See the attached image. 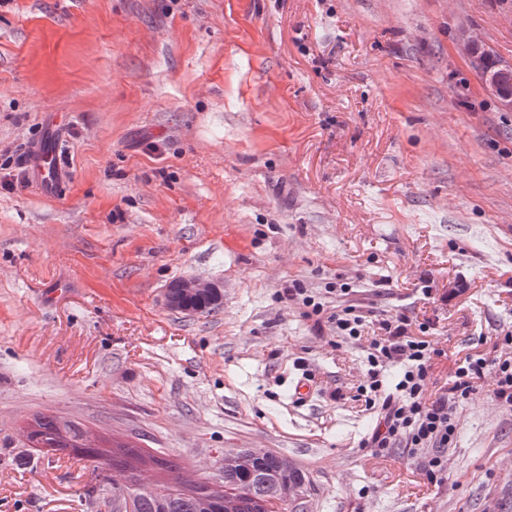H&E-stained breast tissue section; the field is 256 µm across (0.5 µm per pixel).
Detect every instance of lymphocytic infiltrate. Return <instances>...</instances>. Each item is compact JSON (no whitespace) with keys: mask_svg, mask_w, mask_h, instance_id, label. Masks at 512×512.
Wrapping results in <instances>:
<instances>
[{"mask_svg":"<svg viewBox=\"0 0 512 512\" xmlns=\"http://www.w3.org/2000/svg\"><path fill=\"white\" fill-rule=\"evenodd\" d=\"M314 315H326L338 338L368 340L367 383L361 386L366 409L376 411L377 426L367 441L371 448L400 446L428 456V474L445 470V454L456 441V403L484 394L495 403L512 408V357L465 356L457 365L448 388L429 392L432 360L440 350L427 324L412 326L408 316L379 320V335L366 337L367 319L356 303L341 302L332 313L322 304L312 306ZM402 368L396 395H382L384 372L390 365Z\"/></svg>","mask_w":512,"mask_h":512,"instance_id":"obj_1","label":"lymphocytic infiltrate"}]
</instances>
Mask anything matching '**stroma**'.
Wrapping results in <instances>:
<instances>
[{
	"instance_id": "1",
	"label": "stroma",
	"mask_w": 512,
	"mask_h": 512,
	"mask_svg": "<svg viewBox=\"0 0 512 512\" xmlns=\"http://www.w3.org/2000/svg\"><path fill=\"white\" fill-rule=\"evenodd\" d=\"M462 30L512 64V0L0 6V169L50 133L69 163L58 196L0 189V512H96L89 462L24 446L36 413L203 478L277 452L306 512H512V410L460 403L435 479L364 447L366 348L325 318L346 288L430 322L440 387L512 332V112ZM189 277L218 310L162 306ZM458 41L465 53V56L469 62V65L475 70L492 89L496 85V77L484 71L483 57L475 52V46L479 42L478 39L473 38L467 31H463L459 34Z\"/></svg>"
}]
</instances>
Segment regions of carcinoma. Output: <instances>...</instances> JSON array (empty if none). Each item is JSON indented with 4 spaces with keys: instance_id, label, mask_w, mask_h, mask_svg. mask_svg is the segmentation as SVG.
<instances>
[{
    "instance_id": "cac0c4a2",
    "label": "carcinoma",
    "mask_w": 512,
    "mask_h": 512,
    "mask_svg": "<svg viewBox=\"0 0 512 512\" xmlns=\"http://www.w3.org/2000/svg\"><path fill=\"white\" fill-rule=\"evenodd\" d=\"M489 65L499 76L495 94H512V69L502 66L493 51H488ZM37 429L32 439L48 444V453L63 455L93 463L91 481L85 486V495L93 500L104 497L109 500L130 492L127 484H119L116 475L131 479L143 464L154 463L168 473V478L158 486L153 497L132 499V512H220L221 505L210 499L205 484L195 488L181 485V465L178 460L161 450H148L130 443H114L109 448H87L82 443L85 427L82 423L64 420L55 415L34 416ZM296 477L307 478L299 468L290 472L283 467V456L270 453L255 461L247 457L238 467L224 473V481L236 487L243 483L249 486V493L240 502L238 512H255V502L270 495L272 484L269 480L278 478L282 485H288Z\"/></svg>"
}]
</instances>
